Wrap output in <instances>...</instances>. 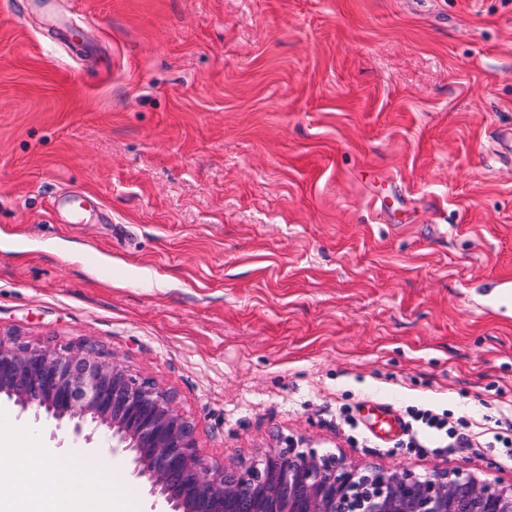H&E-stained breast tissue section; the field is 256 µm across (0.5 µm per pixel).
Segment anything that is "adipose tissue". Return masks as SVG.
<instances>
[{
    "instance_id": "obj_1",
    "label": "adipose tissue",
    "mask_w": 512,
    "mask_h": 512,
    "mask_svg": "<svg viewBox=\"0 0 512 512\" xmlns=\"http://www.w3.org/2000/svg\"><path fill=\"white\" fill-rule=\"evenodd\" d=\"M0 446L26 458L0 457V512H129L130 495L114 487L98 462L48 455L30 433L0 422Z\"/></svg>"
}]
</instances>
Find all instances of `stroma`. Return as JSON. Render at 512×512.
<instances>
[{"label":"stroma","instance_id":"stroma-1","mask_svg":"<svg viewBox=\"0 0 512 512\" xmlns=\"http://www.w3.org/2000/svg\"><path fill=\"white\" fill-rule=\"evenodd\" d=\"M509 131L512 0H0V333L114 355L213 464L303 439L510 482L367 410L512 426ZM0 412L151 512L122 456ZM374 422L372 423L373 428L376 433L380 434L383 432L384 435H387L396 430H402L403 425L394 409L388 405H376L375 406Z\"/></svg>","mask_w":512,"mask_h":512}]
</instances>
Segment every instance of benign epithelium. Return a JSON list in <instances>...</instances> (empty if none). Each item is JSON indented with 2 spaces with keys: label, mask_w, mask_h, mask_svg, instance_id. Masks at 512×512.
Here are the masks:
<instances>
[{
  "label": "benign epithelium",
  "mask_w": 512,
  "mask_h": 512,
  "mask_svg": "<svg viewBox=\"0 0 512 512\" xmlns=\"http://www.w3.org/2000/svg\"><path fill=\"white\" fill-rule=\"evenodd\" d=\"M2 395L37 421L44 413L70 425L76 442L105 429L167 512H223L229 503L250 512L257 494L283 503L280 512H512V483L496 477L356 467L292 441L258 460L210 464L170 393L88 343L50 348L0 336Z\"/></svg>",
  "instance_id": "benign-epithelium-1"
}]
</instances>
